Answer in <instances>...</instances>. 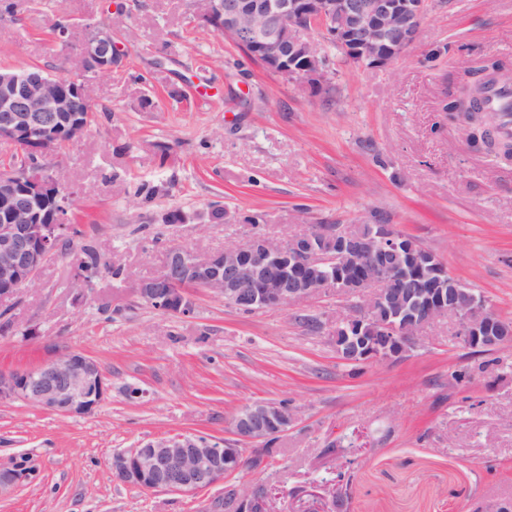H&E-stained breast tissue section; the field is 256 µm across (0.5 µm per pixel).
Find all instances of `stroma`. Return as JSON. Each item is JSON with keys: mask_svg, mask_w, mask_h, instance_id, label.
<instances>
[{"mask_svg": "<svg viewBox=\"0 0 512 512\" xmlns=\"http://www.w3.org/2000/svg\"><path fill=\"white\" fill-rule=\"evenodd\" d=\"M14 2L0 15V67L81 73L80 46L102 24L124 58L89 78L95 121L58 157L74 193L65 250L0 301V371L78 349L111 389L81 417L0 400V468L25 457L38 469L0 494V512H225L241 487L302 512L341 471L338 512L512 502V343L475 351L446 317L400 359L348 364L333 336L344 310L326 293L245 313L197 291L189 316L136 294L166 247L221 249L257 214L273 238L381 217L512 319V161L472 149L443 110L470 62H512V0H430L407 52L382 68L333 62L329 92L252 62L189 0ZM216 205L226 221L210 220ZM174 210L190 221L166 223ZM87 247L121 273L84 291L74 274ZM460 370L470 382H455ZM262 400L298 420L261 467L193 494L113 479L116 453L177 433L228 437Z\"/></svg>", "mask_w": 512, "mask_h": 512, "instance_id": "35a3bbf8", "label": "stroma"}]
</instances>
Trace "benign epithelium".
I'll list each match as a JSON object with an SVG mask.
<instances>
[{"mask_svg":"<svg viewBox=\"0 0 512 512\" xmlns=\"http://www.w3.org/2000/svg\"><path fill=\"white\" fill-rule=\"evenodd\" d=\"M196 16L224 32L267 69L323 90L330 87L329 60L316 31L353 63L383 67L414 43L427 0H191ZM81 76L68 81L39 66L0 69V144L23 161L0 168V300L35 283L69 229L72 193L55 158L63 144L87 129L76 105L87 102L84 75L112 74L114 47L103 31L87 36ZM471 84L455 96L454 121L478 134ZM393 224H317L273 239L255 230L222 250L198 253L172 246L161 269L144 280L139 297L157 310L188 315L190 290L256 312L300 305L322 293L345 302L336 322L339 357L346 363L392 360L415 347L435 320L452 315L464 340L498 347L512 341V324L485 299L472 295L458 305L464 284L446 265ZM111 388L101 364L67 349L33 368L0 372V399L20 400L65 416L93 413ZM297 419L283 402H255L233 419V438L178 433L118 454L112 476L143 490L184 494L221 483L245 463L239 441L268 443ZM30 464L0 468V493L34 477Z\"/></svg>","mask_w":512,"mask_h":512,"instance_id":"7a95c632","label":"benign epithelium"}]
</instances>
